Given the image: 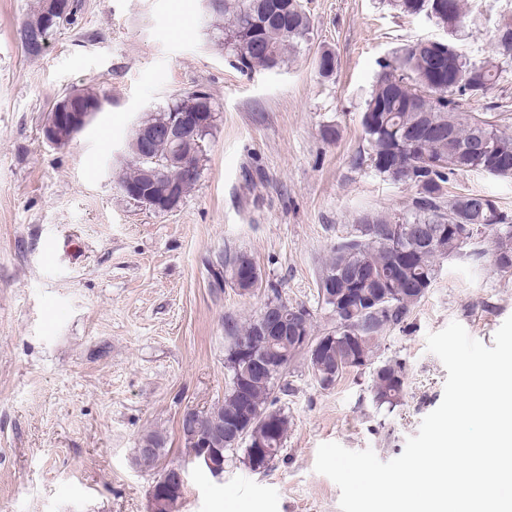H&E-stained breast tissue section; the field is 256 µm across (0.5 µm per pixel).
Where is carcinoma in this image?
I'll use <instances>...</instances> for the list:
<instances>
[{"label":"carcinoma","mask_w":512,"mask_h":512,"mask_svg":"<svg viewBox=\"0 0 512 512\" xmlns=\"http://www.w3.org/2000/svg\"><path fill=\"white\" fill-rule=\"evenodd\" d=\"M256 0H222L215 13L225 17L224 44L237 59L240 69L272 70L280 67L289 49L306 40L310 20L302 0H288L284 15L256 18ZM447 11L438 14L435 0H395V7L411 15L424 14L449 31L461 27L466 18L463 0H443ZM500 59L475 61L447 40L415 42L391 63L382 65L362 113L367 155L375 170L415 189L413 223L438 224L443 233L428 243L415 244L396 229L398 216H366L356 234L333 248L325 262L318 288L326 287V277L340 266L353 277L336 280V293L355 294V299L335 314L336 326L327 332L335 337L324 357L333 379L321 383L326 389L334 379L352 368L366 367L378 348V338L387 327L403 324L435 281L442 260L460 256H490L494 270L512 275V216L489 195L448 194L450 178L458 172L477 171L493 177H512V135L488 117L470 112V101L483 96L499 83L505 66L512 65V20L503 21L491 34ZM197 92L173 99L165 108L145 117L154 130L149 151L137 136L128 142L130 160L119 176V185L149 183L147 171L162 167L178 180L179 195L186 196L200 175L199 163L205 139L213 124L198 138L195 154L181 161L172 156L166 137L172 113L191 109ZM484 131L500 148L502 168L488 169L489 156L476 148L475 134ZM255 267L245 254L220 261L214 272L218 279L243 265ZM258 318L240 323L229 317L224 329L229 338L226 363L230 372L224 400L208 412L195 416L199 437L212 429L227 426L240 417L243 405L235 381L244 370L237 356L236 340L256 335ZM273 380L252 377L250 407L256 415L270 414ZM373 400L377 406L393 407L405 393L401 366L392 361L375 365L372 373ZM277 420L275 434L261 420L250 427L248 440L267 444L277 440L278 451L255 458L251 448L224 442L222 456L243 450V463L252 470H265L279 459L290 420L281 410L271 414Z\"/></svg>","instance_id":"obj_1"}]
</instances>
